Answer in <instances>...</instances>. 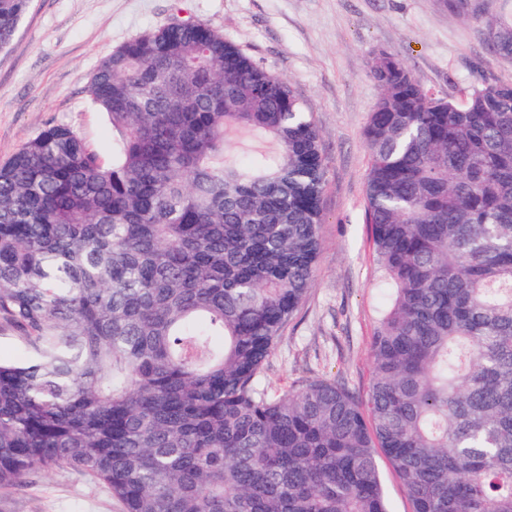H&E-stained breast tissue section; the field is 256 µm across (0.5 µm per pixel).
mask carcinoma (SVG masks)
<instances>
[{"instance_id":"carcinoma-1","label":"carcinoma","mask_w":512,"mask_h":512,"mask_svg":"<svg viewBox=\"0 0 512 512\" xmlns=\"http://www.w3.org/2000/svg\"><path fill=\"white\" fill-rule=\"evenodd\" d=\"M27 0H0V46ZM512 57V19H490ZM364 128L390 290L365 400L265 366L317 261L326 157L289 81L207 23L136 36L86 94L112 161L54 125L0 164V491L88 474L124 512H512V84L456 104L395 57ZM231 133L271 145L227 158ZM13 336L16 334L9 328L0 331V360L2 361L16 362L27 355L23 345ZM380 478L390 512H411L407 495L384 457L378 459Z\"/></svg>"}]
</instances>
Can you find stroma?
<instances>
[{
  "instance_id": "stroma-1",
  "label": "stroma",
  "mask_w": 512,
  "mask_h": 512,
  "mask_svg": "<svg viewBox=\"0 0 512 512\" xmlns=\"http://www.w3.org/2000/svg\"><path fill=\"white\" fill-rule=\"evenodd\" d=\"M512 0H29L0 47V164L50 126L74 128L112 158V125L86 95L102 59L132 37L179 20L206 22L290 81L327 158L321 252L305 301L278 341L263 382L278 393L326 379L366 396L369 348L384 302L365 222L370 166L363 131L379 96L371 74L384 51L435 96L464 102L512 82V58L490 52L485 21ZM0 512H123L89 477L39 473L0 495Z\"/></svg>"
}]
</instances>
